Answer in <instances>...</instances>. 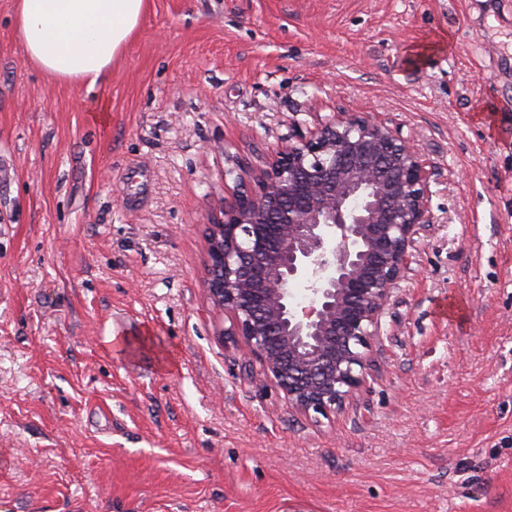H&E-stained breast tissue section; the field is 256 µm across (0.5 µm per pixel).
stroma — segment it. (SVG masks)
<instances>
[{
  "instance_id": "1",
  "label": "stroma",
  "mask_w": 512,
  "mask_h": 512,
  "mask_svg": "<svg viewBox=\"0 0 512 512\" xmlns=\"http://www.w3.org/2000/svg\"><path fill=\"white\" fill-rule=\"evenodd\" d=\"M148 3L89 90L0 0V512H512V0ZM358 111L410 136L430 222L313 419L227 342L205 226Z\"/></svg>"
}]
</instances>
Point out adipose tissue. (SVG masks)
<instances>
[{"label": "adipose tissue", "instance_id": "adipose-tissue-1", "mask_svg": "<svg viewBox=\"0 0 512 512\" xmlns=\"http://www.w3.org/2000/svg\"><path fill=\"white\" fill-rule=\"evenodd\" d=\"M147 0H16L14 32L45 76L94 89L139 25Z\"/></svg>", "mask_w": 512, "mask_h": 512}]
</instances>
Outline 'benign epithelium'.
<instances>
[{"label": "benign epithelium", "instance_id": "obj_1", "mask_svg": "<svg viewBox=\"0 0 512 512\" xmlns=\"http://www.w3.org/2000/svg\"><path fill=\"white\" fill-rule=\"evenodd\" d=\"M430 172L410 138L369 112L298 130L237 177L206 225L205 288L297 411L327 415L358 390L393 288L429 223ZM308 283L309 304L288 285Z\"/></svg>", "mask_w": 512, "mask_h": 512}]
</instances>
